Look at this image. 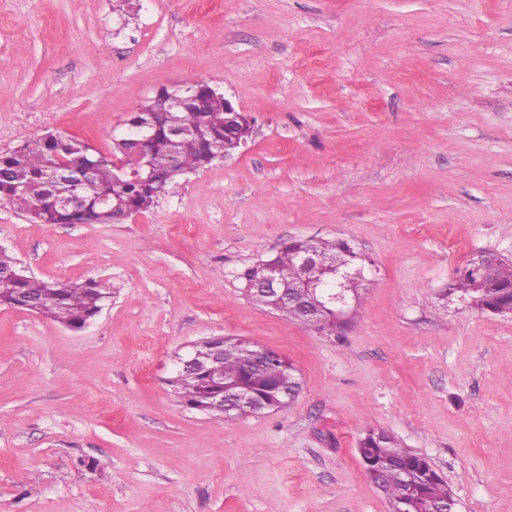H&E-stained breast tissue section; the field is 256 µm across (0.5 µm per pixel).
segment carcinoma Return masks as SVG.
<instances>
[{
  "instance_id": "1",
  "label": "carcinoma",
  "mask_w": 512,
  "mask_h": 512,
  "mask_svg": "<svg viewBox=\"0 0 512 512\" xmlns=\"http://www.w3.org/2000/svg\"><path fill=\"white\" fill-rule=\"evenodd\" d=\"M178 94L180 91L165 87L156 91L131 113L120 135L112 137L108 154L53 134L1 154L0 202L25 213L35 224H116L150 209L180 176L210 165L229 152L224 141V97L204 91L195 107L175 113L173 96ZM175 115L183 126L179 136L169 131ZM139 150L141 169H116V162ZM72 197L81 200L79 208L68 205ZM299 251L325 259L342 252L351 270L365 262V255L346 239H291L275 253L235 274L242 293L252 298L269 268L279 270L290 281L298 280ZM16 266L15 257L6 249L0 250V307L32 301L39 314L75 331L97 316L108 294L107 288L93 280L78 283L7 275ZM310 277L319 293L336 288L339 280L336 269L327 263L314 268ZM353 289L346 306L325 303L318 332L338 336L349 327L350 321L342 319L340 312L346 313L348 305L360 303L363 285L357 282ZM449 291L475 306H487L494 314H512V261L500 258L488 264L485 255H476ZM308 305L306 299L294 296L282 301L276 312L301 323ZM224 382L234 392L262 405L275 399L287 400L286 391L296 397L301 389L293 364L275 353L256 358L249 342L232 337L224 338ZM171 386L175 397L186 404L207 400L216 382L185 370ZM357 450L365 473L387 498L391 512H454L448 483L424 456L401 447L391 433L370 428L359 439Z\"/></svg>"
}]
</instances>
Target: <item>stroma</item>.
I'll return each mask as SVG.
<instances>
[{"label":"stroma","mask_w":512,"mask_h":512,"mask_svg":"<svg viewBox=\"0 0 512 512\" xmlns=\"http://www.w3.org/2000/svg\"><path fill=\"white\" fill-rule=\"evenodd\" d=\"M207 82L244 144L119 224L0 245L110 302L72 331L0 308V512H389L357 442L394 434L456 512H512V315L447 290L512 259V0H0V154L45 134L107 153L162 87ZM372 261L342 337L256 306L234 275L286 240ZM231 336L288 358L285 408L183 406L175 353Z\"/></svg>","instance_id":"obj_1"}]
</instances>
